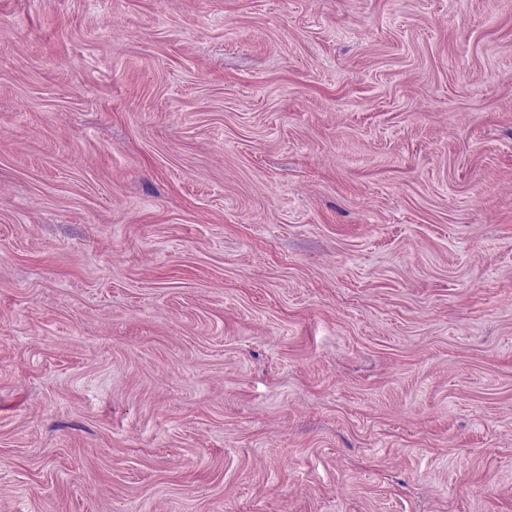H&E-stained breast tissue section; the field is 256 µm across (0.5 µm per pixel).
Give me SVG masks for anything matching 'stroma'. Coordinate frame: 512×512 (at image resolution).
Here are the masks:
<instances>
[{
  "mask_svg": "<svg viewBox=\"0 0 512 512\" xmlns=\"http://www.w3.org/2000/svg\"><path fill=\"white\" fill-rule=\"evenodd\" d=\"M0 512H512V0H0Z\"/></svg>",
  "mask_w": 512,
  "mask_h": 512,
  "instance_id": "stroma-1",
  "label": "stroma"
}]
</instances>
